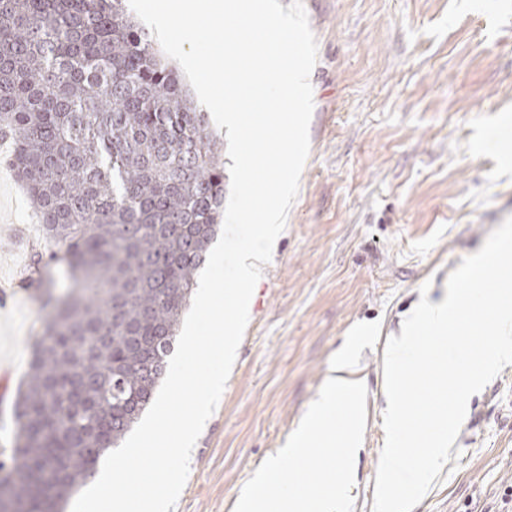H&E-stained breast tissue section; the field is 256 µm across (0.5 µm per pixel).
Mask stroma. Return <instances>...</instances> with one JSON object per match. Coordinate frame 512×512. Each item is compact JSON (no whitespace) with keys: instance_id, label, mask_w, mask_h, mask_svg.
Masks as SVG:
<instances>
[{"instance_id":"obj_1","label":"stroma","mask_w":512,"mask_h":512,"mask_svg":"<svg viewBox=\"0 0 512 512\" xmlns=\"http://www.w3.org/2000/svg\"><path fill=\"white\" fill-rule=\"evenodd\" d=\"M316 38L310 151L286 226L249 304L220 402L190 457L176 512H234L253 472L287 441L360 322L366 427L354 512H372L385 442L389 336L512 216V169L478 137L512 144V0H302ZM0 140V296L12 366L0 376V448L44 311L69 286ZM32 287H23L26 275ZM413 512H512V365L468 403L450 460Z\"/></svg>"}]
</instances>
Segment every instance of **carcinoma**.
Segmentation results:
<instances>
[{
    "instance_id": "carcinoma-1",
    "label": "carcinoma",
    "mask_w": 512,
    "mask_h": 512,
    "mask_svg": "<svg viewBox=\"0 0 512 512\" xmlns=\"http://www.w3.org/2000/svg\"><path fill=\"white\" fill-rule=\"evenodd\" d=\"M0 135L48 291L0 512H64L150 404L224 207L220 139L123 0H0Z\"/></svg>"
}]
</instances>
